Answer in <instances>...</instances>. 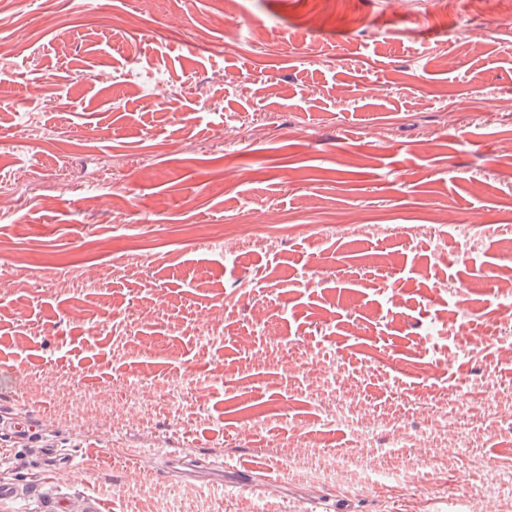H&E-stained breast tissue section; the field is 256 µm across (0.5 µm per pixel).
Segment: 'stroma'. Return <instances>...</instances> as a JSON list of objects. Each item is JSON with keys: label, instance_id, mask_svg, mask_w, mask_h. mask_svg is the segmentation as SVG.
<instances>
[{"label": "stroma", "instance_id": "obj_1", "mask_svg": "<svg viewBox=\"0 0 512 512\" xmlns=\"http://www.w3.org/2000/svg\"><path fill=\"white\" fill-rule=\"evenodd\" d=\"M0 6L17 45L0 57V180L27 173L0 218V412L34 426L0 436V479H39L46 442L76 463L51 478L70 512L89 494L103 512L512 497V291L478 287L512 275V0ZM62 164L94 200L51 191ZM366 222L383 232L335 230ZM241 223L258 242L211 234ZM281 224L308 231L275 237ZM135 237L147 258L114 271ZM480 391L498 401L490 429L461 407ZM379 417L419 447L364 429ZM334 451L358 461L342 486L323 473ZM381 469L405 483L372 485Z\"/></svg>", "mask_w": 512, "mask_h": 512}]
</instances>
